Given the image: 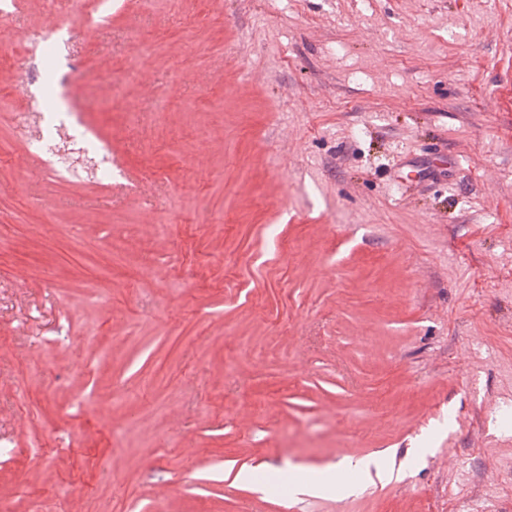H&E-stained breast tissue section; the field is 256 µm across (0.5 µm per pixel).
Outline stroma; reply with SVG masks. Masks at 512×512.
<instances>
[{"mask_svg": "<svg viewBox=\"0 0 512 512\" xmlns=\"http://www.w3.org/2000/svg\"><path fill=\"white\" fill-rule=\"evenodd\" d=\"M38 29L112 176L0 69V505L512 512V0H23L0 55ZM29 128L20 116V131L30 136L33 142L47 152L50 168L54 173L75 178L86 177L100 182L111 178V168L104 160L99 161L97 167L91 161L83 166L76 164V160L87 150L86 141L82 137L78 139L76 135L67 133L63 138L58 128L53 137H46L42 128L35 131Z\"/></svg>", "mask_w": 512, "mask_h": 512, "instance_id": "1", "label": "stroma"}]
</instances>
